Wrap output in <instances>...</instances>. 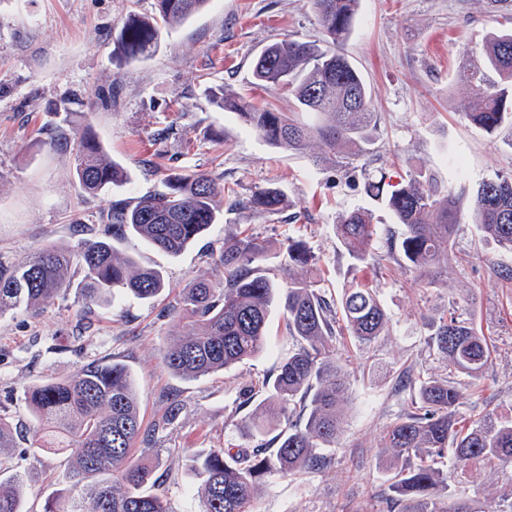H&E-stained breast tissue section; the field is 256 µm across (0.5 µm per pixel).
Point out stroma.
Instances as JSON below:
<instances>
[{
  "label": "stroma",
  "mask_w": 512,
  "mask_h": 512,
  "mask_svg": "<svg viewBox=\"0 0 512 512\" xmlns=\"http://www.w3.org/2000/svg\"><path fill=\"white\" fill-rule=\"evenodd\" d=\"M153 12L154 0H0V266L14 267L46 244L73 248L99 237L103 210L159 189L170 168L217 177L240 201L273 183L288 204L268 215L242 205L229 209V196L219 197L218 224L177 257L131 235L117 240V250L162 271L167 288L155 299L121 293L83 312L82 277L73 270L67 293L39 314L22 308L0 314V416L25 431L29 388L67 378L89 362L124 363L142 394L145 423L160 419L171 401L180 403L176 421L156 435L145 460L162 481L157 492L169 512H199V482L187 469L186 449L265 443L244 420L254 415L263 382L274 377L293 341L281 315L273 314L266 352L184 380L160 364L173 331L169 310L184 288L212 278L211 254L226 235L247 230L267 240L266 266L282 285L290 275L285 247L302 240L332 296L360 276L379 294L389 321L370 345L346 336L335 343L337 357L353 365L342 431L336 447L325 451L326 465L285 479L265 477L252 508L385 512L391 454L382 436L415 409L417 398L413 386L395 391L399 374L453 377L463 417L512 416V292L499 279L512 269V251L462 219L454 255L432 271L437 285L423 287L404 259L386 254L402 225L361 189L366 171L398 182L422 170L469 200L482 181L512 176V131L490 135L472 125L465 116L468 87L456 78L475 62V49L496 23L482 0H360L343 52L371 86L381 123L373 154L340 168L317 164L312 148L294 153L270 146L237 113L211 102L223 87L287 110V89L253 87L251 67L274 38L321 40L310 0H212L181 25L161 28L149 57L117 56L114 41L126 18ZM59 130L93 133L126 167L128 182L85 193L70 152L49 146ZM354 209L371 213L379 226L375 247L384 256L358 272L335 230ZM452 310L472 318L496 348L478 380L451 373L429 346L434 325ZM0 456L12 462L0 478L20 476L26 512H41L58 490L62 455L6 448ZM451 488L475 512H501L512 495L506 474L484 463L454 472Z\"/></svg>",
  "instance_id": "35a3bbf8"
}]
</instances>
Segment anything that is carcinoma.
<instances>
[{"label":"carcinoma","mask_w":512,"mask_h":512,"mask_svg":"<svg viewBox=\"0 0 512 512\" xmlns=\"http://www.w3.org/2000/svg\"><path fill=\"white\" fill-rule=\"evenodd\" d=\"M210 0H154L150 17L131 16L122 27L116 53L138 59L157 45L159 24L174 25L204 9ZM359 0H312L324 46L284 37L266 46L252 69L259 87L286 88L291 109L270 106L224 92L212 95L221 109L237 111L246 126L266 143L303 151L318 150L317 162L364 157L374 150L380 113L371 106V88L341 48L354 26ZM481 63L462 71L470 90L466 118L494 134L512 129V30L490 33L479 51ZM498 80L491 82L487 73ZM72 152L80 187L90 195L127 180L125 168L109 157L89 133L59 132ZM364 189L385 202L395 223L404 227L390 242L416 270L436 267L455 248V230L463 202L426 172H414L396 184L369 175ZM223 191L207 173L172 172L164 189L134 201H116L102 216L103 237L81 243L78 250L45 246L26 262L0 268V314L23 307L38 313L67 292L72 266L83 274L87 303H110L116 292L141 300L165 288L161 272L121 256L111 239L130 234L170 256L190 247L219 213L215 198ZM287 202L272 183L256 188L240 205L276 215ZM482 232L512 250V177L484 180L470 202ZM376 225L370 213L353 210L336 225V238L358 265L380 262L373 248ZM288 266L305 268L315 258L301 241H290ZM268 244L248 234L224 237L213 254L222 275L185 289L170 310L177 330L161 355V364L181 378H199L228 370L264 353L269 346L267 323L272 310L286 318L295 348L268 381L265 398L249 422L256 433L274 434V450L206 448L187 457L201 480L199 512H252L262 476L286 478L300 469L319 470L323 451L336 447L341 405L350 361L340 363L332 343L348 335L360 345L372 343L387 325V313L376 292L352 280L339 304L317 281L295 275L285 286L267 275ZM431 341L453 369L472 380L492 359V346L471 319L451 312L436 326ZM418 412L400 416L384 435L394 472L388 500L401 512H473L454 499L448 471L439 459L451 453L462 470L484 461L512 467V416L490 413L466 423L456 408L461 393L456 382L429 377L419 382ZM26 405L32 428L30 447L67 454L61 482L64 492L46 500L44 512H168L151 491L158 481L153 468L132 457L139 440H148L140 416V396L133 377L119 362L90 364L64 379H48L29 389ZM13 425L0 417V449L15 447ZM23 483L14 476L0 480V512H23ZM89 506H84V503Z\"/></svg>","instance_id":"obj_1"}]
</instances>
